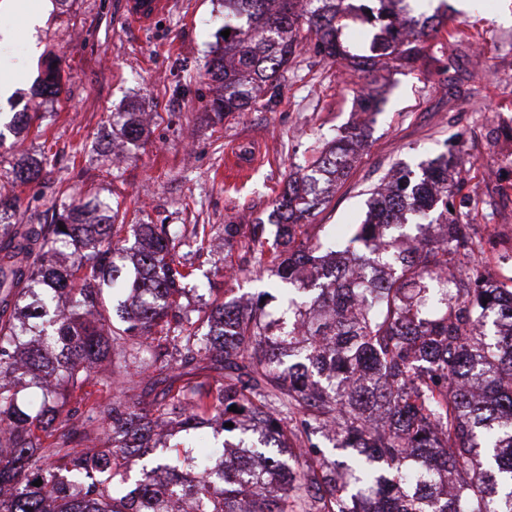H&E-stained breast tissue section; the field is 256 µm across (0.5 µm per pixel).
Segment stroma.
Here are the masks:
<instances>
[{
  "label": "stroma",
  "mask_w": 512,
  "mask_h": 512,
  "mask_svg": "<svg viewBox=\"0 0 512 512\" xmlns=\"http://www.w3.org/2000/svg\"><path fill=\"white\" fill-rule=\"evenodd\" d=\"M50 2L42 28L29 33L26 15L0 13V81L14 86L0 102V194L18 198L17 220L51 221V205L65 194L112 200L124 213L127 243L135 224L206 225L210 241L194 255L198 281L181 299L193 308L216 291L234 295L273 288L272 272L224 276L243 259L240 243L214 249L228 224L268 221L292 166L332 142L339 130L362 119L360 97L374 99L368 145L352 176L321 207L308 227L322 242L344 238L361 223L371 192L396 165L422 164L457 143L465 170L455 198L471 214L467 232L497 280L512 278V89L499 74L512 73V0H406L413 17L438 15L464 38L449 44L447 32L428 43L431 62L373 80L343 64L302 50L281 81L275 106L213 124L205 110L217 85L206 73L216 33L224 23L222 0H170L149 27L127 21L123 0H26ZM481 52L471 45L479 36ZM62 80L59 98L40 100L43 135H14L16 112L39 100L50 66ZM142 113L145 133L128 140L112 130V115ZM241 142L253 166L243 180H225V147ZM47 155L40 178L25 187L8 171L20 158ZM497 176L488 179L486 167Z\"/></svg>",
  "instance_id": "1"
}]
</instances>
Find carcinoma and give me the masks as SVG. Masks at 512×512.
I'll return each mask as SVG.
<instances>
[{"label": "carcinoma", "instance_id": "obj_1", "mask_svg": "<svg viewBox=\"0 0 512 512\" xmlns=\"http://www.w3.org/2000/svg\"><path fill=\"white\" fill-rule=\"evenodd\" d=\"M297 2L224 0L230 35L209 64L217 119L252 111L263 89L272 102L304 48L375 70V57L340 42L348 0ZM403 2L358 10L391 64L412 69L443 22L414 20L402 37L390 17ZM113 123L133 139L143 132L135 112ZM365 143L364 128L348 126L295 166L275 232L224 225V244L244 237V253L288 285L279 317L266 291L183 307L196 272L176 250L200 249L203 232L141 224L128 249L107 201L71 198L49 223L17 224L16 199H0V512H171L174 495L199 512H512V284L489 274L449 210L455 145L418 182L388 173L349 240L362 252L323 253L307 231ZM42 167L15 163L14 184ZM423 209L444 237L409 232ZM463 266L454 287L442 282ZM142 359L158 375L136 381ZM104 360L107 391L95 393L91 372ZM32 386L36 410L20 399ZM165 422L218 425L221 460L199 469L187 450L170 455L154 441ZM100 430L99 448L76 450ZM150 451L135 487L117 492Z\"/></svg>", "mask_w": 512, "mask_h": 512}]
</instances>
